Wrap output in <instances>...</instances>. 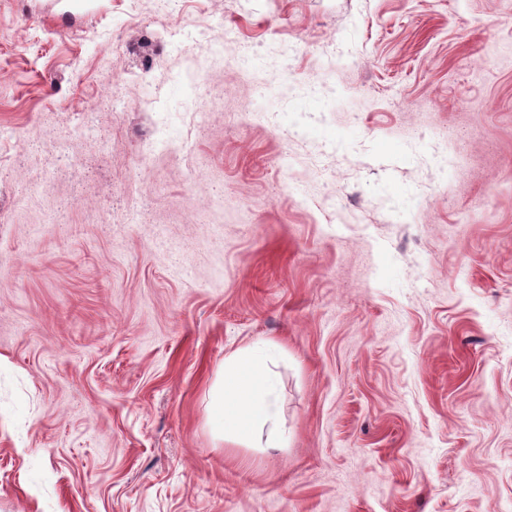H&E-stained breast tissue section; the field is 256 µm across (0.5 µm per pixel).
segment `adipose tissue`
I'll return each instance as SVG.
<instances>
[{"mask_svg": "<svg viewBox=\"0 0 512 512\" xmlns=\"http://www.w3.org/2000/svg\"><path fill=\"white\" fill-rule=\"evenodd\" d=\"M212 409L218 433L226 442L243 448H276L283 440L273 373L267 359L252 346L238 349L225 360Z\"/></svg>", "mask_w": 512, "mask_h": 512, "instance_id": "adipose-tissue-1", "label": "adipose tissue"}]
</instances>
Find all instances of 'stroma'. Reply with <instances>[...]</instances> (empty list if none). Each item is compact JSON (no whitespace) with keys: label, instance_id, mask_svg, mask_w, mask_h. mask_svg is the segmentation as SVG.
<instances>
[{"label":"stroma","instance_id":"35a3bbf8","mask_svg":"<svg viewBox=\"0 0 512 512\" xmlns=\"http://www.w3.org/2000/svg\"><path fill=\"white\" fill-rule=\"evenodd\" d=\"M0 512H512V0H0ZM212 409L224 442L243 448H281L284 431L275 380L267 359L252 346L242 347L224 360V375Z\"/></svg>","mask_w":512,"mask_h":512}]
</instances>
